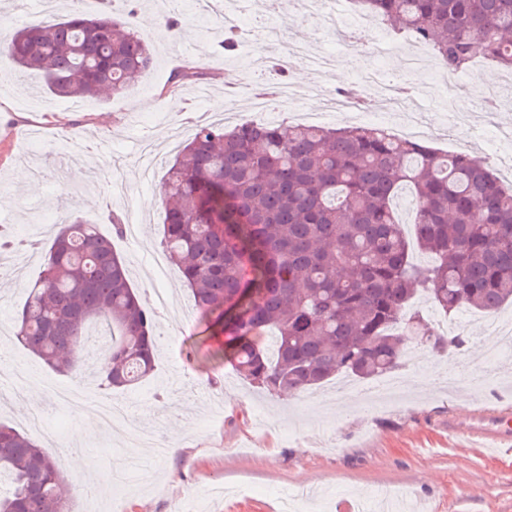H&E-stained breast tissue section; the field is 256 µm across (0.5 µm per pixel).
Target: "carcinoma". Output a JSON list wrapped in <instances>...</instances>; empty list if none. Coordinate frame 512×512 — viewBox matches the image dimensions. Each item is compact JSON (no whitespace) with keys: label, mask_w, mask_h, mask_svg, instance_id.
<instances>
[{"label":"carcinoma","mask_w":512,"mask_h":512,"mask_svg":"<svg viewBox=\"0 0 512 512\" xmlns=\"http://www.w3.org/2000/svg\"><path fill=\"white\" fill-rule=\"evenodd\" d=\"M394 32L427 43L450 73L481 56L512 70V0H355ZM0 60L34 70L54 95L121 94L151 70L130 25L80 12L15 30ZM416 201L414 239L392 209L400 186ZM161 244L178 265L217 353L271 395L338 374L368 379L398 367L425 291L446 313L491 314L512 302V189L466 152L442 153L376 127L199 124L168 168ZM435 257L421 267L413 252ZM116 332L93 377L105 390L150 376L153 312L123 258L78 216L45 246L44 267L17 312L24 350L62 374L84 371V329ZM436 354L460 336L430 334ZM0 512H67L68 480L28 435L0 422Z\"/></svg>","instance_id":"1"}]
</instances>
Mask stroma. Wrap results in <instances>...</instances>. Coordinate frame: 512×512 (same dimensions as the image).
<instances>
[{
	"mask_svg": "<svg viewBox=\"0 0 512 512\" xmlns=\"http://www.w3.org/2000/svg\"><path fill=\"white\" fill-rule=\"evenodd\" d=\"M262 2L249 0L238 17L259 25L263 43L281 46L298 38L311 53L341 55L338 70L313 71L308 56H297L288 73L291 83L308 88L303 105L317 126H347L341 114H323L320 94L357 83L361 47L371 34L354 47L337 41L336 14L312 18L300 0H289L277 17ZM168 8L167 0H139L132 19L119 2L111 6L112 18L132 21L154 56L152 71L121 95L87 98L78 109L73 99L46 93L40 74L16 69L8 75L13 95L0 96V226L48 241L56 225L75 214L106 236H113L112 216L138 224L135 239L113 237L114 245L142 300L153 304L160 293L169 301L156 316L168 340L153 375L121 392L132 410L116 424L101 426L89 412L64 408L33 386L21 404L0 386V421L25 433L31 412L41 411L45 432L37 441L44 452L57 459L69 446L86 457V469L68 476L69 512H198L202 506L207 512H282L287 499L300 500L305 512H348L378 489L407 500L411 512H512V456L445 444L449 414L463 419L478 405L512 402V357L487 360L485 316L445 315L421 293L412 308L431 330L466 336L468 343L463 351L427 353L418 365L401 366L399 389L368 408L328 384L270 395L212 354L178 269L154 262L163 252L162 181L180 141L192 137L198 112L231 126L247 122L260 86L274 77L256 65L254 45L239 44L230 55L217 51L222 0L204 16L194 0H182V24L171 41L157 24ZM147 14L154 22L145 26ZM186 65L191 77L179 93H167L173 73ZM488 73L485 60L476 59L447 94L424 73L415 78L413 94L432 121L429 146L452 153L486 144L495 172L507 173L512 94L502 93L497 113H474L466 131L448 125L449 101H471L475 75ZM145 164L152 172L148 181L140 177ZM20 170L32 187L16 181ZM41 268L40 253L0 252V328H13L26 287ZM133 428L155 431L168 453H129L123 438ZM116 457L127 460L119 473L112 470Z\"/></svg>",
	"mask_w": 512,
	"mask_h": 512,
	"instance_id": "35a3bbf8",
	"label": "stroma"
}]
</instances>
